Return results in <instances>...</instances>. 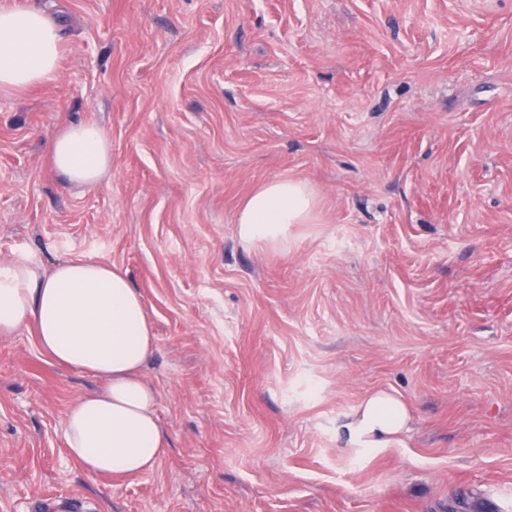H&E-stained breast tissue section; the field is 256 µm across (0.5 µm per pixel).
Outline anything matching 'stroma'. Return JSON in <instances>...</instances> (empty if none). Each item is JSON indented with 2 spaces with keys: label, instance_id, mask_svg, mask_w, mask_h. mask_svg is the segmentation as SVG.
<instances>
[{
  "label": "stroma",
  "instance_id": "obj_1",
  "mask_svg": "<svg viewBox=\"0 0 512 512\" xmlns=\"http://www.w3.org/2000/svg\"><path fill=\"white\" fill-rule=\"evenodd\" d=\"M60 19L54 81L0 93V262L123 268L169 448L85 470L64 414L102 387L0 336V512H512V0H0ZM91 120L112 171L47 143ZM319 221L243 241L245 197ZM387 390L411 423L350 440ZM53 168L78 186L92 188L112 171V146L95 122H73L48 143ZM319 202L302 180L276 177L257 186L243 201L236 224L242 239L276 247L288 239L290 224H315Z\"/></svg>",
  "mask_w": 512,
  "mask_h": 512
}]
</instances>
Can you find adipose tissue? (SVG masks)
<instances>
[{"mask_svg":"<svg viewBox=\"0 0 512 512\" xmlns=\"http://www.w3.org/2000/svg\"><path fill=\"white\" fill-rule=\"evenodd\" d=\"M62 44L59 20L38 8L0 9V90L52 82ZM53 168L91 188L112 170V146L95 122L71 123L48 143ZM319 202L302 180L276 177L243 201L242 239L275 247L293 224L317 221ZM33 327L50 359L104 380L74 400L64 418L67 453L93 474L132 476L153 470L166 452L155 412L157 394L143 368L156 348L141 295L121 268L68 260L43 270L25 256L0 263V335ZM406 405L386 391L368 396L347 425L350 437L385 447L406 430Z\"/></svg>","mask_w":512,"mask_h":512,"instance_id":"ef3b65f1","label":"adipose tissue"}]
</instances>
